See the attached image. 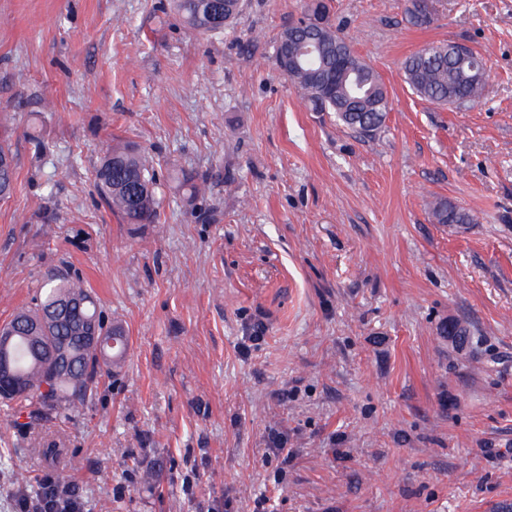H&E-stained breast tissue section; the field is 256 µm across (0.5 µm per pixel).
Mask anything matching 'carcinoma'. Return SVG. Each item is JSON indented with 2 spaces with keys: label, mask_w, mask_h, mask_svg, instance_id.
I'll list each match as a JSON object with an SVG mask.
<instances>
[{
  "label": "carcinoma",
  "mask_w": 512,
  "mask_h": 512,
  "mask_svg": "<svg viewBox=\"0 0 512 512\" xmlns=\"http://www.w3.org/2000/svg\"><path fill=\"white\" fill-rule=\"evenodd\" d=\"M245 0H171L188 28L200 35L219 32L236 23ZM323 0L306 5L305 26L284 29L277 45H288L290 64L284 75L300 91L313 112H333L336 120L354 133L372 137L383 127L389 112L388 91L375 69L358 58L347 37L326 19ZM409 21L416 26L433 22L429 0H408ZM406 83L422 99L456 109L474 105L481 96L484 61L472 49L460 53L457 43L432 45L410 56L404 64ZM0 198L10 195L15 179L14 156L0 146ZM96 187L109 206L127 224H152L158 217L153 160L138 147L109 148L96 170ZM436 224H472L474 216L446 200L431 207ZM45 292L33 306L18 310L10 323L30 326L28 338L18 339L11 350L20 388L11 403H29L47 410H68L91 391L94 375L101 366L121 359L128 340L123 328L104 327L96 300L83 280L47 275ZM79 311L71 325L34 326L58 302ZM118 333L115 344L81 343L75 337L92 326ZM73 356L77 367H65L61 350Z\"/></svg>",
  "instance_id": "1"
}]
</instances>
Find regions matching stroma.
Segmentation results:
<instances>
[{
  "label": "stroma",
  "mask_w": 512,
  "mask_h": 512,
  "mask_svg": "<svg viewBox=\"0 0 512 512\" xmlns=\"http://www.w3.org/2000/svg\"><path fill=\"white\" fill-rule=\"evenodd\" d=\"M306 2L246 0L199 36L167 0H0V324L63 271L129 341L75 410L0 406V512L55 467L85 512L512 504V0H432L421 27L406 0H326L388 91L372 137L276 65ZM439 43L482 57L475 106L405 82ZM126 142L154 160L156 223L95 189ZM439 200L475 223H433ZM3 159L9 160V163L2 165ZM0 198L9 196L15 179V162L10 148L0 146Z\"/></svg>",
  "instance_id": "35a3bbf8"
}]
</instances>
